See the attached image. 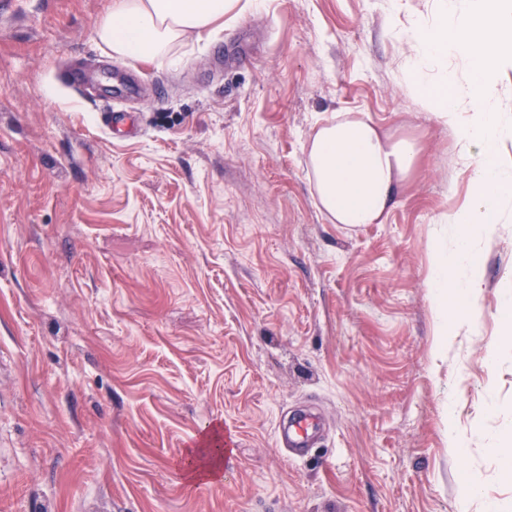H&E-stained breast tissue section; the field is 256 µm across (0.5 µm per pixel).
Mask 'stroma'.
<instances>
[{"instance_id":"35a3bbf8","label":"stroma","mask_w":512,"mask_h":512,"mask_svg":"<svg viewBox=\"0 0 512 512\" xmlns=\"http://www.w3.org/2000/svg\"><path fill=\"white\" fill-rule=\"evenodd\" d=\"M112 2L0 0V512H459L494 471L469 512L512 499L488 450L512 430V223L450 345L429 291L469 171L405 91L402 31L441 0H253L175 67L95 44ZM116 74L134 99H107ZM114 108L137 135L105 132ZM340 112L421 149L385 223L317 205L305 147ZM214 423L227 475L189 480ZM313 421L309 417H299L289 422L288 427H283L279 433L281 444L292 448L296 456H301V448H305L308 442L309 430Z\"/></svg>"}]
</instances>
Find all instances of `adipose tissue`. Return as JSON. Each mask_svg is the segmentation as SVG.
Instances as JSON below:
<instances>
[{
  "instance_id": "adipose-tissue-1",
  "label": "adipose tissue",
  "mask_w": 512,
  "mask_h": 512,
  "mask_svg": "<svg viewBox=\"0 0 512 512\" xmlns=\"http://www.w3.org/2000/svg\"><path fill=\"white\" fill-rule=\"evenodd\" d=\"M240 0H114L94 31L113 54L170 66V50L224 16L241 18ZM307 163L322 209L337 224H381L419 163L416 145L353 112L337 115L311 139Z\"/></svg>"
}]
</instances>
